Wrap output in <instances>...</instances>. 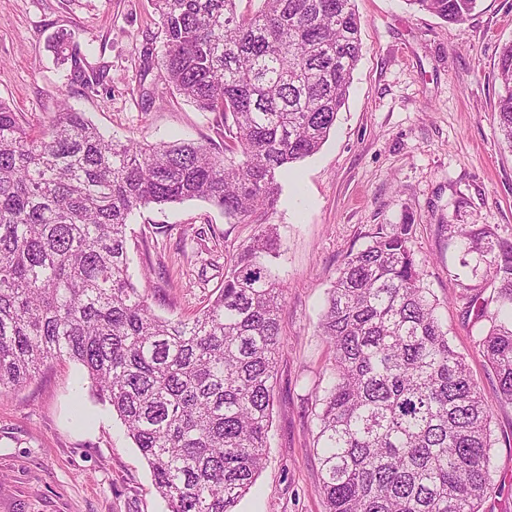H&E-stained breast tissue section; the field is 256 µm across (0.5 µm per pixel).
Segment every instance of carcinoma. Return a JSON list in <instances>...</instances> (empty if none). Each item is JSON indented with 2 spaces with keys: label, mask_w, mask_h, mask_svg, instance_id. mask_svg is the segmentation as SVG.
I'll use <instances>...</instances> for the list:
<instances>
[{
  "label": "carcinoma",
  "mask_w": 512,
  "mask_h": 512,
  "mask_svg": "<svg viewBox=\"0 0 512 512\" xmlns=\"http://www.w3.org/2000/svg\"><path fill=\"white\" fill-rule=\"evenodd\" d=\"M154 0L165 80L224 117V148L105 136L62 109L34 131L0 99V394L53 360L80 364L124 422L168 512H234L263 467L283 288L269 215L292 165L316 154L362 54L354 0ZM461 25L478 0H407ZM59 60L78 55L61 38ZM499 129L512 147V42L496 64ZM203 200L257 224L195 317L152 312L129 274L130 217ZM411 225L380 226L347 256L320 321L334 381L317 415L329 512H480L495 489L493 412L435 315ZM491 252L498 304L479 345L512 401V243Z\"/></svg>",
  "instance_id": "obj_1"
}]
</instances>
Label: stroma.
Returning a JSON list of instances; mask_svg holds the SVG:
<instances>
[{
	"instance_id": "1",
	"label": "stroma",
	"mask_w": 512,
	"mask_h": 512,
	"mask_svg": "<svg viewBox=\"0 0 512 512\" xmlns=\"http://www.w3.org/2000/svg\"><path fill=\"white\" fill-rule=\"evenodd\" d=\"M362 57L321 150L283 181L270 217L273 270L284 287L283 348L265 465L236 512H326L316 415L332 383L319 331L346 256L378 225H411V247L437 315L493 410L494 481L483 512H512V401L501 398L467 313L491 299L487 265L458 227L512 243V149L497 130L494 65L512 41V0H479L463 25L405 0H356ZM67 36L98 84L75 79L54 45ZM152 0H0V99L30 127L60 102L108 135L144 143L187 139L215 147L224 120L176 95L161 69ZM258 225L227 223L202 201L150 206L131 219L130 273L156 290L153 311L191 317L224 283ZM0 512H168L125 425L99 401L80 365L51 363L0 396Z\"/></svg>"
}]
</instances>
